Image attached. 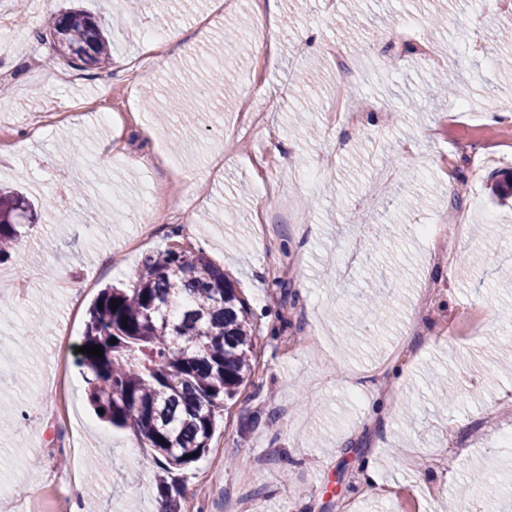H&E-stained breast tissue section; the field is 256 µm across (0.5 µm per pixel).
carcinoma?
I'll return each instance as SVG.
<instances>
[{"label":"carcinoma","mask_w":512,"mask_h":512,"mask_svg":"<svg viewBox=\"0 0 512 512\" xmlns=\"http://www.w3.org/2000/svg\"><path fill=\"white\" fill-rule=\"evenodd\" d=\"M42 30L76 66L101 69L110 61L102 21L82 10L55 14ZM36 219L26 196L0 189V261L16 252L21 228ZM250 316L224 271L202 252L182 249L145 255L133 286L102 289L87 312L82 345L103 349L101 357H81L89 400L102 419L133 429L151 450L163 512L181 508L169 475L203 457L224 401L251 376Z\"/></svg>","instance_id":"cac0c4a2"}]
</instances>
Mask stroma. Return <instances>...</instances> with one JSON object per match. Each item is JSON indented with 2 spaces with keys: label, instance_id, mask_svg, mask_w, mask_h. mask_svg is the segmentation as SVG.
<instances>
[{
  "label": "stroma",
  "instance_id": "1",
  "mask_svg": "<svg viewBox=\"0 0 512 512\" xmlns=\"http://www.w3.org/2000/svg\"><path fill=\"white\" fill-rule=\"evenodd\" d=\"M80 4L109 26L108 69L38 38L68 0L22 26L24 0H0L19 38L0 55V184L48 203L0 263V512H154L153 456L95 416L75 348L100 289L168 248L223 268L256 334L251 378L175 474L181 512H512V206L492 199L512 157L483 164L473 197L448 186L512 138V45L492 40L512 23L492 0H266L269 27L249 0ZM229 24L246 55L215 52ZM157 30L180 33L177 53L147 42ZM339 89L383 109L331 119ZM381 166L396 178L375 204ZM378 289L374 319L358 305ZM369 462L385 494H366Z\"/></svg>",
  "mask_w": 512,
  "mask_h": 512
}]
</instances>
